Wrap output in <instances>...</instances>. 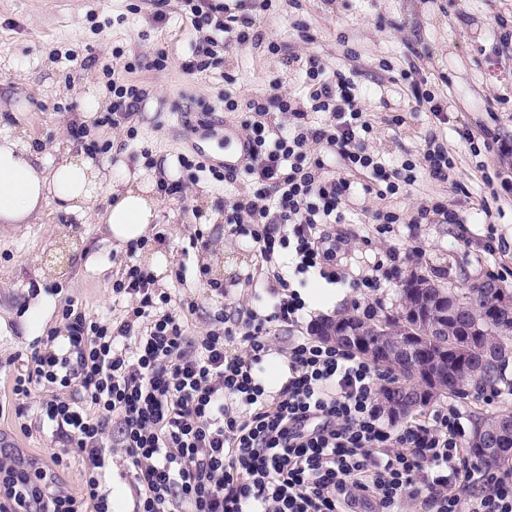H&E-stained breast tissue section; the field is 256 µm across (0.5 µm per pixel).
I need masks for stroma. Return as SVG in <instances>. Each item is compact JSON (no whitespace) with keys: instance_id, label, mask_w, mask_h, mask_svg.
<instances>
[{"instance_id":"stroma-1","label":"stroma","mask_w":512,"mask_h":512,"mask_svg":"<svg viewBox=\"0 0 512 512\" xmlns=\"http://www.w3.org/2000/svg\"><path fill=\"white\" fill-rule=\"evenodd\" d=\"M243 13L253 21L251 38L218 54L207 71L189 74L183 65L206 49L209 32L192 28L182 0H0V102L8 106L0 115L25 132L41 161L60 160L58 141L70 140L71 125L83 121V92L104 87L108 66L118 76H132L145 99L134 119L136 135L123 126H91L88 140L100 148L97 161L116 176L125 172L153 184L165 177L184 185L182 199L159 197L155 239L144 251L115 248L94 219L67 212L53 199L39 223L21 230L0 224V319L6 323L0 329V391L33 343L22 324L33 298H47L48 332L63 331L62 309L71 302L94 321L119 324L132 300L113 293L112 283L129 266L145 267L148 251L163 254L168 263L156 288L176 304L197 301L188 318L191 335L211 327L213 281L223 283L232 318L270 312L275 299L260 259L248 237L234 233L228 222L248 189L246 174L219 182L209 171L179 168L176 157L187 152L203 163L222 159L221 136L196 138L189 149L182 129L202 116L218 125H242L245 113L225 111L224 94L247 100L276 88L306 106L300 62L313 55L352 73L373 126L366 138L369 151L390 169L415 165L412 185L384 198L368 195L362 207L347 210L344 223L327 227L336 264L346 275L334 313L394 308L401 276L413 272L454 286L496 275L512 289V203L489 219L476 203L483 190L478 163L512 179V155L482 150L473 156L457 134L465 126L476 144L490 136L512 144V38L502 36L496 24L500 17L512 22V0H274L266 11L260 0H247ZM299 21L307 34L296 30ZM272 43L277 52H269ZM161 51L168 57L166 70H151ZM404 71L414 72L437 100L456 101L447 121L426 109L412 111L400 77ZM399 113L405 124L391 125ZM432 135L453 159L451 180L473 193L468 203H458L449 183L426 179L418 169ZM430 200L457 210L462 223H413L417 208ZM378 210L397 212L400 223H375ZM492 241L499 242L498 250H489ZM393 253L405 258L398 277L375 292L356 287V280L372 275ZM327 285L316 273L294 281L306 307L297 326H271L263 371L271 390L281 387L275 375L286 362L289 337L310 334L320 321L312 304ZM42 397L38 390L28 401L32 432L22 433L14 416L6 415L0 417V438L14 440L16 454L26 460L46 465L59 445L49 428L37 424ZM104 473L100 492L109 497L112 512H133L134 467L123 449H106Z\"/></svg>"}]
</instances>
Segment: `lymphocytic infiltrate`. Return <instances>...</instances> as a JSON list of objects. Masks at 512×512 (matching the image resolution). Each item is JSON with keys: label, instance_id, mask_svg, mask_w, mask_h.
<instances>
[{"label": "lymphocytic infiltrate", "instance_id": "lymphocytic-infiltrate-1", "mask_svg": "<svg viewBox=\"0 0 512 512\" xmlns=\"http://www.w3.org/2000/svg\"><path fill=\"white\" fill-rule=\"evenodd\" d=\"M194 29L212 27L203 59L187 72L206 71L217 50L248 41L237 16L214 18L209 0H184ZM309 105L282 94L245 106L247 169L253 192L234 205L249 223L248 236L267 273L286 297L265 316L251 315L245 331L223 311L203 336L188 332L197 303L172 305L139 267L112 285L131 306L119 325L90 320L81 308L62 310L65 342L40 339L13 379L11 410L22 432L26 401L39 388L52 395L40 413L61 446L59 466L78 453L85 492L59 490L47 470L0 452V512H112L100 494L105 449L124 448L139 490L135 512H403L404 498L421 512H512V477L486 469L463 446L457 407L430 412L427 423L395 429L384 421L378 391L385 375L363 357L306 336L288 341V380L267 394L260 367L269 352V327L298 321L305 303L279 272L289 250L294 272L318 270L341 282L336 252L325 247V228L344 218L356 192L396 194L413 177L386 170L365 144L372 130L358 105L355 83L342 69L309 57ZM112 110L103 124L131 123L143 100L132 80H109ZM288 115L277 123L275 113ZM323 121H315V114ZM321 146L322 155L311 152ZM345 173L322 175L327 158Z\"/></svg>", "mask_w": 512, "mask_h": 512}]
</instances>
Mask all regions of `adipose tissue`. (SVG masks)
<instances>
[{"mask_svg": "<svg viewBox=\"0 0 512 512\" xmlns=\"http://www.w3.org/2000/svg\"><path fill=\"white\" fill-rule=\"evenodd\" d=\"M35 154L17 129L0 128V224H29L43 213L48 199L61 202L79 216H95L108 238L126 244L147 237L158 218V201L146 185L125 180L110 184L94 158L65 154L45 169L34 165ZM113 202L103 213L92 206L102 192Z\"/></svg>", "mask_w": 512, "mask_h": 512, "instance_id": "obj_1", "label": "adipose tissue"}]
</instances>
